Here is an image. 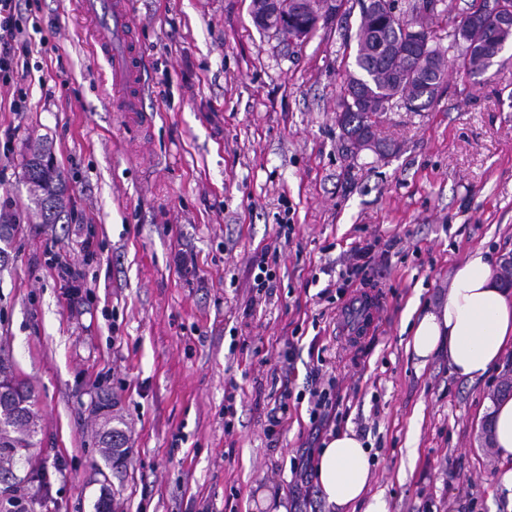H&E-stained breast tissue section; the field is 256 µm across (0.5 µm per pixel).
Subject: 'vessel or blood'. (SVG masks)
<instances>
[{
  "label": "vessel or blood",
  "instance_id": "b4317fda",
  "mask_svg": "<svg viewBox=\"0 0 512 512\" xmlns=\"http://www.w3.org/2000/svg\"><path fill=\"white\" fill-rule=\"evenodd\" d=\"M80 12L98 22L94 50L108 64L107 81L125 112L142 109L141 56L133 40V21L127 0H78ZM379 299L367 292L354 297L352 321L347 328L351 340L360 339L373 324Z\"/></svg>",
  "mask_w": 512,
  "mask_h": 512
}]
</instances>
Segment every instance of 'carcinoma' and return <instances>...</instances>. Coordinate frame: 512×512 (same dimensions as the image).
<instances>
[{
  "label": "carcinoma",
  "instance_id": "obj_1",
  "mask_svg": "<svg viewBox=\"0 0 512 512\" xmlns=\"http://www.w3.org/2000/svg\"><path fill=\"white\" fill-rule=\"evenodd\" d=\"M427 29L421 13L403 19V25L395 28L383 13L360 15L356 32L355 70L350 72L346 85L361 89L350 103L340 101L342 112L336 115V124L343 134L355 143L370 134L380 119L391 110V105L401 100L420 110L429 106L434 98H423L424 87L431 84L441 87L446 72L432 69L427 74L411 77L409 44L411 31ZM454 40L465 44L479 41L468 17H463L454 28ZM460 66L468 72L480 75L490 67V61L476 52H464ZM26 180L33 192V202L40 212L42 223H58L66 211L65 186L51 160L35 149L26 163ZM15 385L20 394L0 397V475L11 473L10 465L15 458L14 448H32L38 433L36 399L32 390L23 382ZM124 434L115 429L107 435L105 453L113 462L124 456Z\"/></svg>",
  "mask_w": 512,
  "mask_h": 512
}]
</instances>
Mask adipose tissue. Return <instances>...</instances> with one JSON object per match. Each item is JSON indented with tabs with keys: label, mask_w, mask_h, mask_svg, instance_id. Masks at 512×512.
Masks as SVG:
<instances>
[{
	"label": "adipose tissue",
	"mask_w": 512,
	"mask_h": 512,
	"mask_svg": "<svg viewBox=\"0 0 512 512\" xmlns=\"http://www.w3.org/2000/svg\"><path fill=\"white\" fill-rule=\"evenodd\" d=\"M416 356L446 354L456 376H484L512 347V291L503 288L487 252H471L453 272L438 306L418 314L410 340ZM493 444L505 472L502 484L512 489V398L489 405ZM315 478L332 512H347L368 488V453L352 430L337 433L321 448Z\"/></svg>",
	"instance_id": "adipose-tissue-1"
}]
</instances>
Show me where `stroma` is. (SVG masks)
Instances as JSON below:
<instances>
[{"label":"stroma","instance_id":"35a3bbf8","mask_svg":"<svg viewBox=\"0 0 512 512\" xmlns=\"http://www.w3.org/2000/svg\"><path fill=\"white\" fill-rule=\"evenodd\" d=\"M479 2L427 15L447 79L428 108L383 117L378 155L336 124L358 0L295 45L253 24L251 0H131L140 112L114 110L77 0H21L31 51L0 88V355L36 399L28 457L49 493L34 512H96L105 490L115 512H331L319 488L303 508L292 493L294 457L319 450L306 404L264 434L280 382L298 392L315 375L335 378L340 427L370 450L355 512H512L484 433L512 347L469 380L408 345L412 309L437 306L470 252L489 250L498 273L512 264V44L473 76L450 37ZM37 144L66 185L56 224L30 200ZM286 216L272 295L252 302V258ZM49 243L83 273L80 293L47 267ZM181 248L197 256L190 284L172 263ZM360 289L381 305L352 343L339 315ZM294 331L288 372L278 353ZM111 427L127 437L116 465L101 454Z\"/></svg>","mask_w":512,"mask_h":512}]
</instances>
